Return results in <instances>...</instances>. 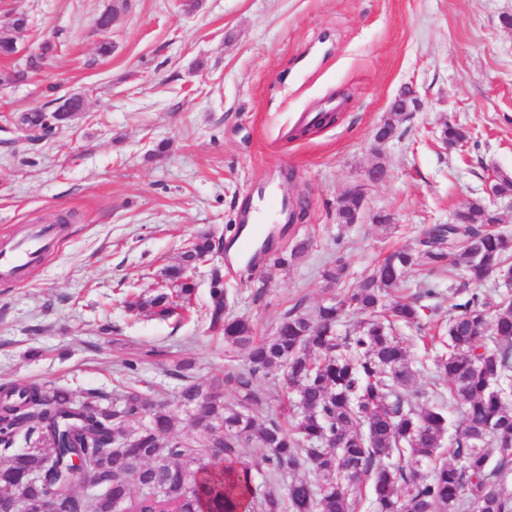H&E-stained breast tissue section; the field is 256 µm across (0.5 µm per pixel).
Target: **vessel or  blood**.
Returning a JSON list of instances; mask_svg holds the SVG:
<instances>
[{"label":"vessel or blood","mask_w":512,"mask_h":512,"mask_svg":"<svg viewBox=\"0 0 512 512\" xmlns=\"http://www.w3.org/2000/svg\"><path fill=\"white\" fill-rule=\"evenodd\" d=\"M57 244V229L49 224L32 226L26 235L0 242V281L25 282L31 267Z\"/></svg>","instance_id":"vessel-or-blood-1"}]
</instances>
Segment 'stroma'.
I'll list each match as a JSON object with an SVG mask.
<instances>
[{"label": "stroma", "mask_w": 512, "mask_h": 512, "mask_svg": "<svg viewBox=\"0 0 512 512\" xmlns=\"http://www.w3.org/2000/svg\"><path fill=\"white\" fill-rule=\"evenodd\" d=\"M108 11L112 25L98 30ZM11 12L29 25L0 71L28 77L0 85V240L51 214L73 220L24 285L0 282V384L113 396L135 359L168 402L174 436L191 437L168 368L188 358L204 380L240 354L196 314L161 321L127 303L153 294L198 233L239 239L252 185L308 202L276 243L308 244L287 267L214 259L233 314L267 336L295 302L308 310L342 294L323 278L327 263L343 259L354 285L426 225L485 198L490 174L512 176V28L501 22L512 0H0ZM409 82L420 109L377 143ZM74 93L86 109L53 137L19 129L21 113L53 112ZM332 99L335 121L298 135L302 114ZM449 122L468 133L464 150L437 139ZM379 163L387 177L374 183ZM350 189L363 208L342 224L336 202Z\"/></svg>", "instance_id": "1"}]
</instances>
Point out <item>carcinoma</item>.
I'll use <instances>...</instances> for the list:
<instances>
[{
	"label": "carcinoma",
	"mask_w": 512,
	"mask_h": 512,
	"mask_svg": "<svg viewBox=\"0 0 512 512\" xmlns=\"http://www.w3.org/2000/svg\"><path fill=\"white\" fill-rule=\"evenodd\" d=\"M22 24L23 17L0 27L1 56L13 55ZM50 117L71 120L32 110L19 121L40 129ZM439 138L452 144L468 135L447 124ZM361 202L360 191H346L338 220L353 223ZM457 215L461 223L429 225L415 246L389 252L343 295L309 312L297 302L267 337L231 314L224 274L212 273L203 318L241 351L243 365L204 381L189 360L170 370L196 430L190 438L172 436V414L145 380L133 379L107 406L95 391L1 385L0 512H38L42 502L53 512H113L117 501L127 512H356L365 488L376 512H458L466 503L475 512H512V298L461 293L445 322L433 320L438 305L423 303L442 296L450 264L471 284L512 277V236L494 229L498 217L487 204ZM219 247L198 235L182 264L164 270L165 286L128 309L161 320L190 310L196 285L189 267ZM411 271L419 292L394 299ZM346 276L339 257L323 271L336 285ZM349 311L362 320L341 335L337 326ZM398 324L422 333L426 346H442L429 392L412 390L420 369ZM272 369L284 380L277 401L258 383ZM226 388L236 403H224ZM454 407L462 428L450 440ZM97 485L105 491L84 493Z\"/></svg>",
	"instance_id": "carcinoma-1"
}]
</instances>
